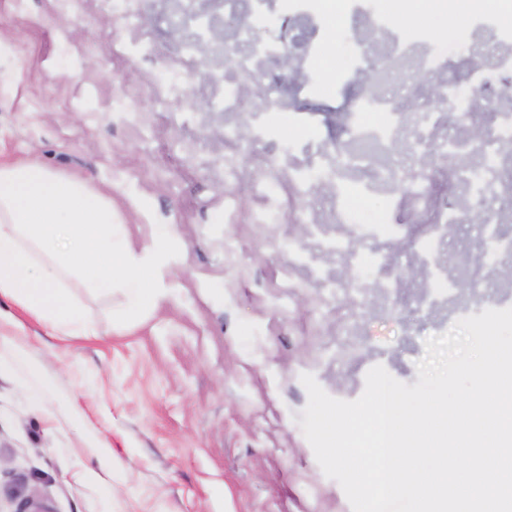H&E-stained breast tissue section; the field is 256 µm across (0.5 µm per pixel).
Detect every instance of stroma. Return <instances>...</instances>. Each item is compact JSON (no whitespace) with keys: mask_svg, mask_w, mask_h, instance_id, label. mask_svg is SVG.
I'll use <instances>...</instances> for the list:
<instances>
[{"mask_svg":"<svg viewBox=\"0 0 512 512\" xmlns=\"http://www.w3.org/2000/svg\"><path fill=\"white\" fill-rule=\"evenodd\" d=\"M371 5L390 41L418 45L429 70L418 83L394 77L379 95L406 111L435 80L462 95L481 86L487 107L466 126L448 111L429 117L431 141L465 143L473 124L496 130L512 26L467 7L457 32L439 33L398 18L388 0ZM167 14L162 0H137L125 18L106 0H0V164L86 183L111 201L136 252L152 251L161 225L180 247L155 309L126 324L111 318L127 305L123 290L70 281L93 336L51 330L0 301V333L33 359L0 369V512H22L31 497L48 512H352L298 424L301 374L343 400L362 394L377 364L415 384L426 339L512 307V281L491 278L476 295L435 291L433 266L457 275L482 238L474 223L436 237V215L462 191L452 166L435 155L422 165L414 144L399 148L391 191L360 198L359 223L338 221L334 187L298 189L301 172L351 146L352 108L366 94L351 24L325 20L314 0H274L256 31L265 43L296 42L290 104L225 114L207 109L224 72L204 77L202 56L181 53L186 33ZM228 125L269 135L236 142ZM423 169L425 200L409 204ZM264 183L273 199L257 194ZM267 209L277 218L260 223ZM382 213L392 223L374 225ZM431 238L429 266L417 253ZM377 255L379 270L368 265ZM43 381L51 392L33 398ZM92 435L112 450V473L98 483L83 478L98 467Z\"/></svg>","mask_w":512,"mask_h":512,"instance_id":"35a3bbf8","label":"stroma"}]
</instances>
